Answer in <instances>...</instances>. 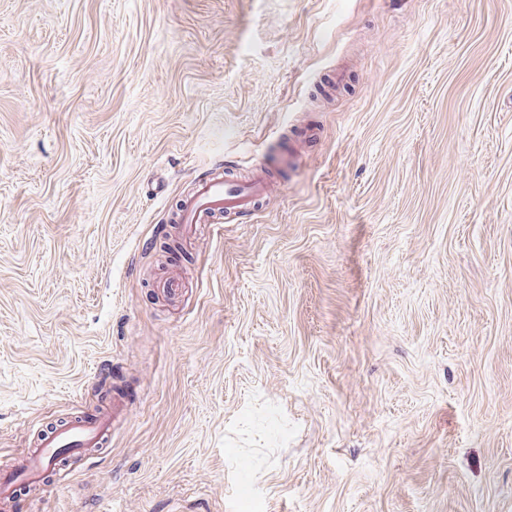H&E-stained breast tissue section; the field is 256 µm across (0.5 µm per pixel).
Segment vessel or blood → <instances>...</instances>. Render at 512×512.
Listing matches in <instances>:
<instances>
[{
	"mask_svg": "<svg viewBox=\"0 0 512 512\" xmlns=\"http://www.w3.org/2000/svg\"><path fill=\"white\" fill-rule=\"evenodd\" d=\"M277 186V180L261 170L242 179L215 167L194 181L172 220L188 237L196 225L220 224L225 217L255 210ZM128 404L127 393L117 386L99 408L76 413L67 422L40 433L32 448L0 465V504L14 502L24 488L45 483L50 465H63L106 446L116 425L126 420Z\"/></svg>",
	"mask_w": 512,
	"mask_h": 512,
	"instance_id": "1",
	"label": "vessel or blood"
}]
</instances>
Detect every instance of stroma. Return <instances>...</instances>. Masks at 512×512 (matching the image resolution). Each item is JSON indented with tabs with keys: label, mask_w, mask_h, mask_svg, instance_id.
Returning <instances> with one entry per match:
<instances>
[{
	"label": "stroma",
	"mask_w": 512,
	"mask_h": 512,
	"mask_svg": "<svg viewBox=\"0 0 512 512\" xmlns=\"http://www.w3.org/2000/svg\"><path fill=\"white\" fill-rule=\"evenodd\" d=\"M115 384L9 512H512V0H0V463ZM276 188L281 184L263 170L242 179L218 166L194 181L192 189L180 199L172 220L187 238L197 224H223L225 215L255 210L260 200Z\"/></svg>",
	"instance_id": "35a3bbf8"
}]
</instances>
